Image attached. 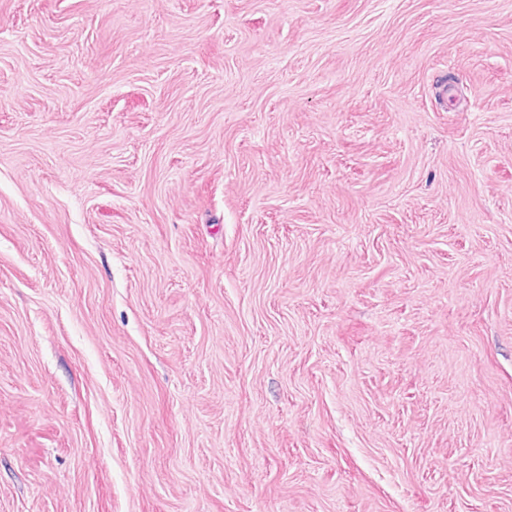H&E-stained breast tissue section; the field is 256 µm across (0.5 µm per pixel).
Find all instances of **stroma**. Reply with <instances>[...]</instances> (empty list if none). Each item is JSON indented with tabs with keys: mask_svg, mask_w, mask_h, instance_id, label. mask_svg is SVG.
Here are the masks:
<instances>
[{
	"mask_svg": "<svg viewBox=\"0 0 512 512\" xmlns=\"http://www.w3.org/2000/svg\"><path fill=\"white\" fill-rule=\"evenodd\" d=\"M0 512H512V0H0Z\"/></svg>",
	"mask_w": 512,
	"mask_h": 512,
	"instance_id": "stroma-1",
	"label": "stroma"
}]
</instances>
